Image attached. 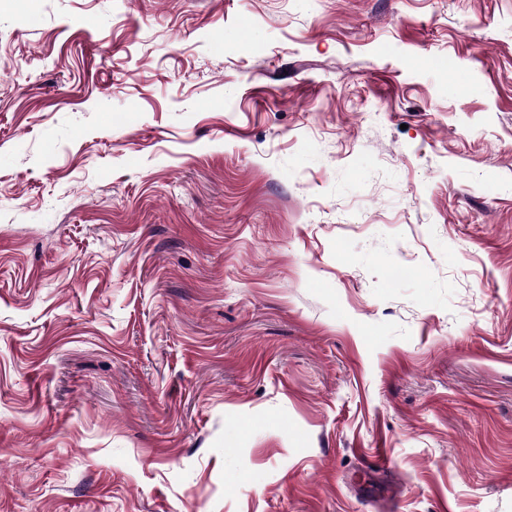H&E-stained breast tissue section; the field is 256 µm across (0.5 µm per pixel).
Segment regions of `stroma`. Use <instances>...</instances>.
<instances>
[{"label": "stroma", "instance_id": "35a3bbf8", "mask_svg": "<svg viewBox=\"0 0 512 512\" xmlns=\"http://www.w3.org/2000/svg\"><path fill=\"white\" fill-rule=\"evenodd\" d=\"M0 512H512V0H0Z\"/></svg>", "mask_w": 512, "mask_h": 512}]
</instances>
